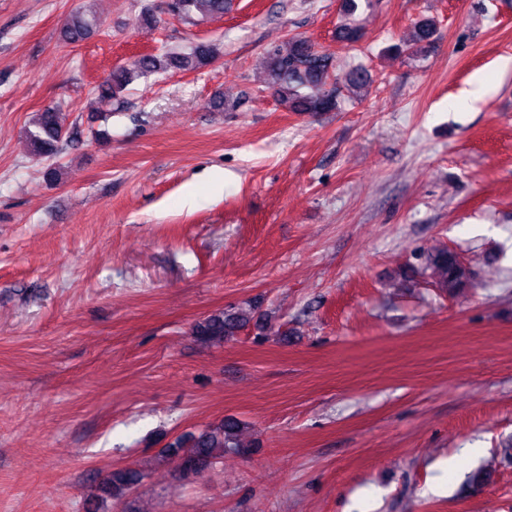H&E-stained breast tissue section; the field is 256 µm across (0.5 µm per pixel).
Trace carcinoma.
I'll return each mask as SVG.
<instances>
[{
  "label": "carcinoma",
  "instance_id": "1",
  "mask_svg": "<svg viewBox=\"0 0 512 512\" xmlns=\"http://www.w3.org/2000/svg\"><path fill=\"white\" fill-rule=\"evenodd\" d=\"M165 5L168 12L190 19L196 13L205 17L223 15L226 0H166ZM97 22L92 12L74 11L64 20L60 38L66 44L82 42L93 34ZM436 32L434 21L425 19L414 26L409 37L394 45L393 50L412 59L420 58L433 43ZM337 37L351 46L363 38V32L359 26L348 22L339 27ZM215 57L214 47L208 41L195 43L187 53L175 50L146 53L129 67L113 69L106 80L95 86V92L101 98L118 100L137 77L146 78L170 70H197L211 64ZM268 70L269 88L278 102L292 112L337 111L343 93L361 97L372 83L371 75L362 67L351 70L345 82L338 83L333 75L332 55L302 38L290 39L285 49L269 51ZM26 139L33 155L49 159L57 157L64 147L79 144L78 136L65 127L60 112L51 106L32 116ZM426 265L435 275L433 285L450 296L471 286L470 269L450 248L428 252ZM253 318L251 306L220 309L195 323L192 335L203 345L221 346ZM243 429L244 424L239 420L225 418L168 447L170 453L179 456L181 478L190 480L202 476L216 460L224 457V449L240 448ZM143 478L144 474L134 468L113 470L99 481L98 498L103 502L112 499L122 503Z\"/></svg>",
  "mask_w": 512,
  "mask_h": 512
}]
</instances>
